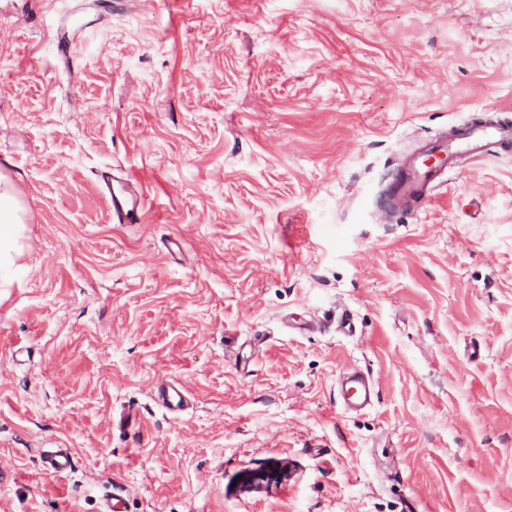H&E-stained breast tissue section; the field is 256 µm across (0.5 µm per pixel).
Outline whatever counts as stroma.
<instances>
[{
    "mask_svg": "<svg viewBox=\"0 0 512 512\" xmlns=\"http://www.w3.org/2000/svg\"><path fill=\"white\" fill-rule=\"evenodd\" d=\"M488 120L512 122V0H0L28 208L0 512H512V154L375 218L406 153ZM102 170L140 183L134 222ZM375 395V389L360 373H355L342 384L339 396L347 407H360L370 402ZM157 398L164 407L170 410L183 408L187 401V395L182 388L166 381L157 387ZM43 470L52 474H62L72 466V457L66 448L45 451L42 457Z\"/></svg>",
    "mask_w": 512,
    "mask_h": 512,
    "instance_id": "stroma-1",
    "label": "stroma"
}]
</instances>
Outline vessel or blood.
Returning a JSON list of instances; mask_svg holds the SVG:
<instances>
[{
  "label": "vessel or blood",
  "instance_id": "1",
  "mask_svg": "<svg viewBox=\"0 0 512 512\" xmlns=\"http://www.w3.org/2000/svg\"><path fill=\"white\" fill-rule=\"evenodd\" d=\"M512 146V124L507 122L477 123L452 128L448 136L426 144L419 152L405 159L399 166L397 179L389 187L386 208H400L411 212L445 182V174L456 167L459 159L473 160L496 155L498 150ZM111 213L118 222L132 220L140 201V188L135 181H127L121 194L109 197ZM375 389L362 374H354L342 384L339 396L345 406L360 407L370 402ZM157 398L170 410L183 408L187 395L172 383L162 382L157 388ZM43 469L52 474H62L72 466L67 449L45 451Z\"/></svg>",
  "mask_w": 512,
  "mask_h": 512
}]
</instances>
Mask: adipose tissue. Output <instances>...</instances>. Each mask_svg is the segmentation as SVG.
Listing matches in <instances>:
<instances>
[{
	"label": "adipose tissue",
	"mask_w": 512,
	"mask_h": 512,
	"mask_svg": "<svg viewBox=\"0 0 512 512\" xmlns=\"http://www.w3.org/2000/svg\"><path fill=\"white\" fill-rule=\"evenodd\" d=\"M27 207L12 181L0 173V274L12 271L24 253Z\"/></svg>",
	"instance_id": "adipose-tissue-1"
}]
</instances>
